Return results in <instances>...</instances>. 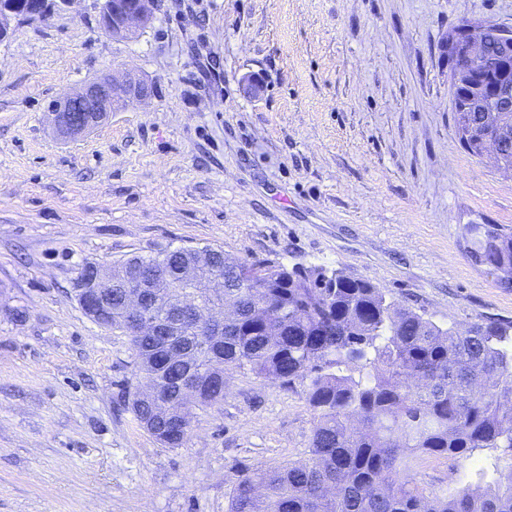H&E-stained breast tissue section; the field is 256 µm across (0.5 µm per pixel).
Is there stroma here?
<instances>
[{"mask_svg":"<svg viewBox=\"0 0 512 512\" xmlns=\"http://www.w3.org/2000/svg\"><path fill=\"white\" fill-rule=\"evenodd\" d=\"M155 2L132 39L74 0L0 42V512H226L239 476L308 455L301 388L243 370L161 447L120 405L133 351L84 315L85 265L210 245L369 280L442 326L512 321L467 255L469 225L512 226V176L457 139L443 52L461 20L512 28V0ZM128 71L149 100L53 132L54 101ZM489 459L410 475L450 495Z\"/></svg>","mask_w":512,"mask_h":512,"instance_id":"35a3bbf8","label":"stroma"}]
</instances>
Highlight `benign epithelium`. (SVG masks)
<instances>
[{
	"label": "benign epithelium",
	"instance_id": "7a95c632",
	"mask_svg": "<svg viewBox=\"0 0 512 512\" xmlns=\"http://www.w3.org/2000/svg\"><path fill=\"white\" fill-rule=\"evenodd\" d=\"M155 0H126L122 9L103 10L101 23L115 37L132 38L145 27L152 18ZM29 18V15L16 9L11 0H0V35L6 36L12 20ZM497 48L498 59L503 69L512 66V29H506L494 23L467 22L455 29L446 45V49L457 61L453 82H468L472 69L487 62L486 47ZM152 95L151 86L142 79L126 74L118 80L113 76H104L89 82L72 94L66 96L63 109L48 112L49 122L57 135L71 138L93 129L104 122L122 104L144 100ZM481 101L483 111L488 113L487 128H481L472 122L468 112L472 103L457 105L456 134L475 156L492 152L499 170L512 175V158L499 150V138L512 130V81L502 77V81L490 90L488 99ZM94 274L76 288L78 301L85 314L96 324L104 327L106 304L95 292L97 288H107L112 284L111 275L98 266H93ZM131 302L126 312L128 332L155 335L166 333L169 325L146 316L141 294H129Z\"/></svg>",
	"mask_w": 512,
	"mask_h": 512
}]
</instances>
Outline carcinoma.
I'll return each mask as SVG.
<instances>
[{"mask_svg": "<svg viewBox=\"0 0 512 512\" xmlns=\"http://www.w3.org/2000/svg\"><path fill=\"white\" fill-rule=\"evenodd\" d=\"M475 263L503 273L512 288V228H470ZM224 302L234 315L220 335L205 315L182 321L178 335L131 336L133 377L160 388L127 408L165 447L170 408L224 402L227 374L246 369L291 388L299 383L314 414L308 457L238 479L227 512H512V324L443 328L392 301L370 281L322 266L248 263L221 256ZM207 277L196 256H133L112 269V330L124 332L125 289L139 269L181 283L188 268ZM184 353L168 358L165 341ZM495 451L485 485L429 497L407 474L424 455Z\"/></svg>", "mask_w": 512, "mask_h": 512, "instance_id": "carcinoma-1", "label": "carcinoma"}]
</instances>
